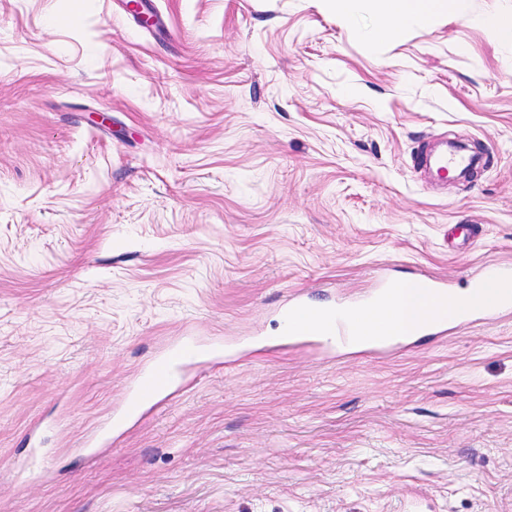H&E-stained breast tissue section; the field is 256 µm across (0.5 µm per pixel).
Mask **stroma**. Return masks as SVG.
<instances>
[{
    "label": "stroma",
    "mask_w": 512,
    "mask_h": 512,
    "mask_svg": "<svg viewBox=\"0 0 512 512\" xmlns=\"http://www.w3.org/2000/svg\"><path fill=\"white\" fill-rule=\"evenodd\" d=\"M151 5L157 29L126 0H0V512H512L489 307L386 359L225 352L80 450L181 330L275 343L297 289L512 267V42L483 25L512 0L389 39L327 0ZM435 139L469 176L425 182Z\"/></svg>",
    "instance_id": "obj_1"
}]
</instances>
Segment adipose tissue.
I'll use <instances>...</instances> for the list:
<instances>
[{"instance_id": "1", "label": "adipose tissue", "mask_w": 512, "mask_h": 512, "mask_svg": "<svg viewBox=\"0 0 512 512\" xmlns=\"http://www.w3.org/2000/svg\"><path fill=\"white\" fill-rule=\"evenodd\" d=\"M460 6V0H374L375 31L378 36L388 37L407 20L456 11ZM493 297L490 289L479 294L468 289L440 306L417 289L396 288L392 302L373 306L360 317L356 343L367 345L407 331L426 333L443 310L481 309L489 305Z\"/></svg>"}]
</instances>
